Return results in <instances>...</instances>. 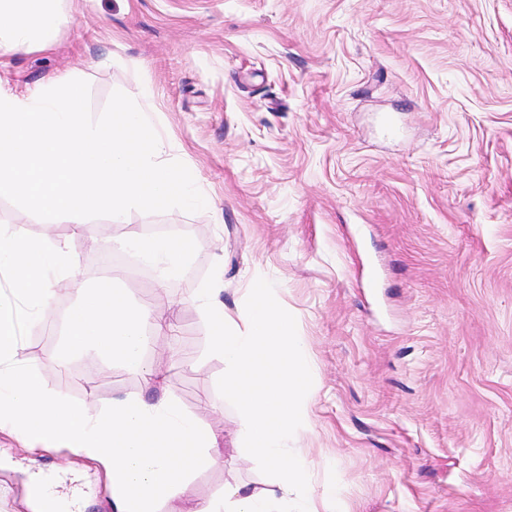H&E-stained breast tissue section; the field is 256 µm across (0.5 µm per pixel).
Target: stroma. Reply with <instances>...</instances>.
Returning a JSON list of instances; mask_svg holds the SVG:
<instances>
[{
    "label": "stroma",
    "mask_w": 512,
    "mask_h": 512,
    "mask_svg": "<svg viewBox=\"0 0 512 512\" xmlns=\"http://www.w3.org/2000/svg\"><path fill=\"white\" fill-rule=\"evenodd\" d=\"M48 52L0 57V82L54 73L139 98L212 199L195 213L90 220L196 246L166 281L120 249L64 232L0 199V233L68 236L87 284L113 275L128 299L175 304L178 361L146 347L155 383L52 322L24 330L39 364L94 418L118 397L173 394L222 435L224 463L191 476L195 500L274 488L244 434L197 288L227 309L273 285L268 309L306 350L305 418L288 442L310 464L302 494L341 512H512V0H64ZM59 476L78 512H113L110 479L68 448L26 452L0 430V512H31L28 484Z\"/></svg>",
    "instance_id": "1"
}]
</instances>
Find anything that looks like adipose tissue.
Instances as JSON below:
<instances>
[{
  "label": "adipose tissue",
  "mask_w": 512,
  "mask_h": 512,
  "mask_svg": "<svg viewBox=\"0 0 512 512\" xmlns=\"http://www.w3.org/2000/svg\"><path fill=\"white\" fill-rule=\"evenodd\" d=\"M62 22L61 0H0V54L46 49ZM127 247L164 272L176 271L191 249L171 238L127 233ZM78 259L69 241L0 235V273L11 291L0 292V428L28 452L65 446L101 464L112 480L114 512H157L159 502L184 500L182 512H313L311 500L287 491L302 486L306 462L288 448V430L302 412L295 384L305 345L287 319L272 314L264 298L229 312L220 283L199 289L198 306L210 320V350L228 368L224 388L245 413V435L280 477L277 490L257 493L229 486L221 500L194 503L189 475L198 464L216 465L224 453L217 434L184 414L176 399L148 402L120 397L111 413L91 419L86 410L49 390L38 369L20 365L19 319H46L59 289L78 296L66 314V348L94 349L128 369L152 376L143 348L147 331L165 335L170 323L152 302L132 304L118 289L102 293L77 277Z\"/></svg>",
  "instance_id": "ef3b65f1"
}]
</instances>
